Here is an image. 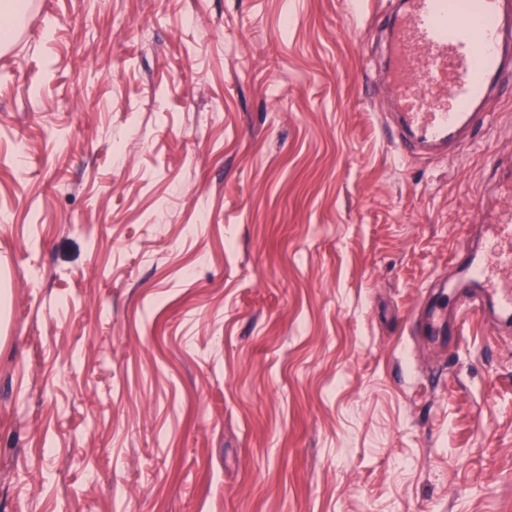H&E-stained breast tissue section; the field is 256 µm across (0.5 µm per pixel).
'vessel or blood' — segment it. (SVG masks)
<instances>
[{
	"label": "vessel or blood",
	"mask_w": 512,
	"mask_h": 512,
	"mask_svg": "<svg viewBox=\"0 0 512 512\" xmlns=\"http://www.w3.org/2000/svg\"><path fill=\"white\" fill-rule=\"evenodd\" d=\"M386 82L403 144L412 153L430 146L453 150L475 128L491 124L482 109L490 92L512 77V0H400L384 22ZM480 241L459 262L499 313L512 323V212L482 214ZM443 332L445 297L423 311Z\"/></svg>",
	"instance_id": "b4317fda"
}]
</instances>
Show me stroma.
Masks as SVG:
<instances>
[{
	"label": "stroma",
	"instance_id": "35a3bbf8",
	"mask_svg": "<svg viewBox=\"0 0 512 512\" xmlns=\"http://www.w3.org/2000/svg\"><path fill=\"white\" fill-rule=\"evenodd\" d=\"M394 0H43L0 53V512H512V335L412 321L512 82L409 155Z\"/></svg>",
	"mask_w": 512,
	"mask_h": 512
}]
</instances>
